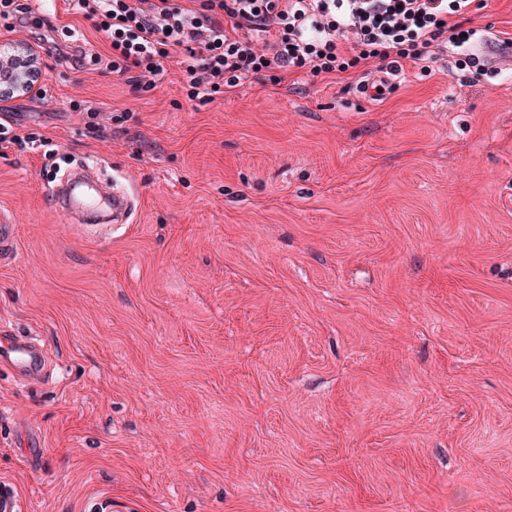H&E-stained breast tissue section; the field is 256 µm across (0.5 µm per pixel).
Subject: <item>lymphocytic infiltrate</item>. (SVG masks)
<instances>
[{"label": "lymphocytic infiltrate", "mask_w": 512, "mask_h": 512, "mask_svg": "<svg viewBox=\"0 0 512 512\" xmlns=\"http://www.w3.org/2000/svg\"><path fill=\"white\" fill-rule=\"evenodd\" d=\"M109 41L107 66L136 92L155 88L179 54L188 100L210 101L273 75L431 72L438 54L483 75L468 24L478 0H69Z\"/></svg>", "instance_id": "obj_1"}]
</instances>
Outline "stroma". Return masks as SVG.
Here are the masks:
<instances>
[{
	"mask_svg": "<svg viewBox=\"0 0 512 512\" xmlns=\"http://www.w3.org/2000/svg\"><path fill=\"white\" fill-rule=\"evenodd\" d=\"M31 5L86 58L40 55L46 97H0L54 151L0 154V331L51 363L0 371L23 512H512V59L201 105L175 60L137 93L68 0ZM473 19L512 40V0ZM75 100L122 120L88 133ZM83 162L135 198L112 235L49 195Z\"/></svg>",
	"mask_w": 512,
	"mask_h": 512,
	"instance_id": "stroma-1",
	"label": "stroma"
}]
</instances>
